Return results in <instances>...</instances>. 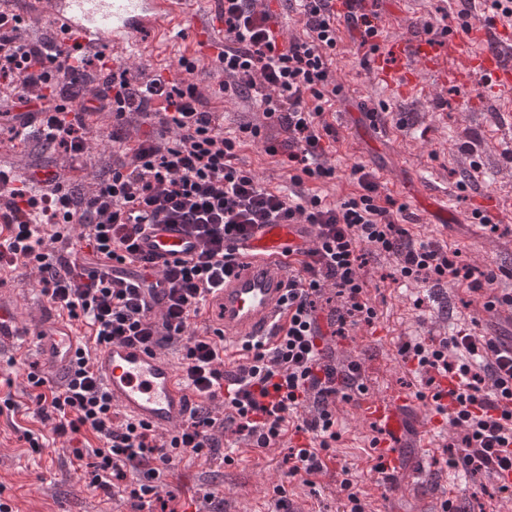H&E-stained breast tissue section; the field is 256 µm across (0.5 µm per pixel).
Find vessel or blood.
I'll return each instance as SVG.
<instances>
[{
	"instance_id": "b4317fda",
	"label": "vessel or blood",
	"mask_w": 512,
	"mask_h": 512,
	"mask_svg": "<svg viewBox=\"0 0 512 512\" xmlns=\"http://www.w3.org/2000/svg\"><path fill=\"white\" fill-rule=\"evenodd\" d=\"M29 22L48 23L67 43L94 49L108 44L113 57L128 48H158L175 26H187L191 53L203 58L213 54V33L223 31L218 0H203L200 9L187 8L186 0H34ZM462 60L452 68L449 58ZM440 83H465L470 70L486 76L496 92L512 94V33L500 25L470 23L466 32L438 35H406L381 42L376 68L388 91L406 94L418 86L415 63ZM315 236L308 224H260L249 240L230 243L237 265L223 288L206 297L201 324L211 335L221 337L224 362L241 364L242 346L274 336L288 320L286 294L295 274L294 257L285 247L307 245ZM198 240L179 224L147 225L138 241L137 258H148L155 269L194 256ZM24 323V338L37 357L38 372L47 380L65 374L81 351H89L98 382L112 397L114 407L132 420L161 435L175 433L187 419L198 396L182 381L175 361L141 344L114 342L95 345L67 319L51 313L23 317L19 306L0 300V337L14 335V326ZM413 397L398 392L387 398L363 397L356 408L376 423L382 437L375 459L386 471L398 468L405 444V411Z\"/></svg>"
}]
</instances>
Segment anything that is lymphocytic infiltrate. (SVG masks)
<instances>
[{"mask_svg":"<svg viewBox=\"0 0 512 512\" xmlns=\"http://www.w3.org/2000/svg\"><path fill=\"white\" fill-rule=\"evenodd\" d=\"M291 2L305 19L306 37L284 38L261 0H224V39L216 57L224 90L255 91L259 102L255 121L234 130L205 110L201 91L186 81L196 68L193 61L180 60V76L142 81L125 68L107 71L104 53L74 55L57 39L33 44L20 15L0 14V84L12 89L6 111L40 113L34 135L73 164L83 159L93 136L88 113H112L110 137L123 146L109 175L86 196L55 183L42 192L0 168V191L6 194L0 222L13 229L0 240V269L25 267L47 303L85 328L95 344L180 343L183 380L202 399L164 440L118 419L87 356L58 386L29 373L41 412L55 416L54 438L85 431L100 440L91 451V482L113 494L152 501L165 473L186 455H218L231 463V454L219 452L228 421L251 447H274L303 409L313 437L286 456L288 473L322 472L339 438L336 401H351L365 390L360 364L336 361L328 340L347 327L376 322L360 275L366 251L394 257L404 283L452 278L478 295L485 311L512 306V293L499 292L494 271L474 277L446 245L414 243L398 222L404 205L385 195L364 167L352 170L359 193L343 201L304 191L306 183L336 177V129L325 117L339 92L331 68L336 14L330 0ZM130 113L157 116L165 135L131 138L123 128ZM248 139L262 143L269 156H283L291 191L266 187L241 166L239 151ZM160 218L189 226L202 239V250L161 273L144 268L126 279V259L146 225ZM281 223L315 228L314 244L288 284V322L280 336L246 345V361L237 370H225L220 344L189 333V322L236 264L225 241L247 239L259 224ZM71 231L78 234L86 266L54 248ZM159 288L165 308L156 319L147 299ZM480 324L475 316L454 334L404 342L400 354L432 386L418 392V399L435 400L436 412L460 434L461 449L449 457V467L496 477L512 469V348L480 334ZM440 378L459 385L443 390L436 384Z\"/></svg>","mask_w":512,"mask_h":512,"instance_id":"lymphocytic-infiltrate-1","label":"lymphocytic infiltrate"}]
</instances>
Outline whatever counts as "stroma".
<instances>
[{"label":"stroma","instance_id":"obj_1","mask_svg":"<svg viewBox=\"0 0 512 512\" xmlns=\"http://www.w3.org/2000/svg\"><path fill=\"white\" fill-rule=\"evenodd\" d=\"M375 10L384 35L391 39L423 32L428 22L438 31L459 32L481 17L477 11L467 15L455 10L451 0H377ZM338 37L332 68L340 92L327 115L337 132L333 154L337 179L326 189L329 200L358 193L350 172L353 166H365L386 194L406 205L405 226L414 241L447 244L463 261L482 269L512 267V178L503 175L512 163V121L502 117L503 112L512 111V98L490 93L486 78L478 73L463 86L442 85L429 77L413 93H390L377 80L375 56L361 48L357 31L342 22ZM186 46L183 29H176L167 51L148 56L136 53L129 68L137 76L174 74ZM188 79L199 86L208 110L223 117L225 126L252 119L255 102L225 95L224 74L214 61L198 62ZM370 111L375 114L371 120L366 117ZM111 130V114L102 113L97 138L78 165L81 177L73 185L75 193H89L96 178L117 158ZM466 142L475 146L481 167L474 174L475 188L463 191L458 182L469 163L461 151ZM241 162L265 186L287 187L286 173L261 145L246 143ZM62 164L60 156L43 149L35 138L22 143L0 130V167L28 179L39 169ZM415 184L447 194L456 222L433 224L418 212L410 194ZM476 210L499 224L500 238L487 240L484 230L472 224ZM393 271L392 259L367 256L361 275L378 320L371 327L347 328L345 336L330 342L337 360L361 363L362 381L368 394L376 396L396 389H424V376L403 361L401 345L410 339L444 335L481 306L480 298L463 285L448 281L437 287L420 283L402 288L392 282ZM33 364V357L17 348L0 349V397L11 395L19 406L13 421L0 417V501L18 504L22 512H138L132 500L110 496L79 479L74 450L87 448L85 435L74 436L67 447L30 446L26 433L45 436L51 426L39 414L27 382ZM336 430L334 457L312 480L288 476L283 458L291 441L257 450L232 434L228 440L235 445L233 463L183 458L165 477L161 495L169 507L182 505L196 512H291L300 500L307 501L314 512H343L339 485L348 470L356 476L359 496L370 512H434L437 491L448 485L456 488V502L467 512H512V504L494 479L481 473L458 478L449 470L448 458L460 447V437L451 425L437 431L429 454L403 449L402 466L391 482L368 466L377 432L351 404L338 403ZM278 485L285 489L284 498L273 493Z\"/></svg>","mask_w":512,"mask_h":512}]
</instances>
